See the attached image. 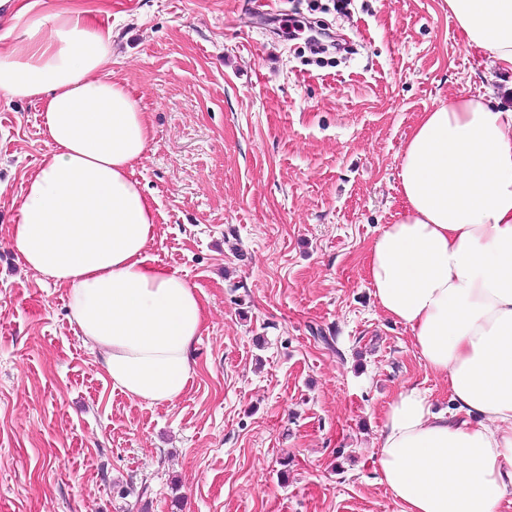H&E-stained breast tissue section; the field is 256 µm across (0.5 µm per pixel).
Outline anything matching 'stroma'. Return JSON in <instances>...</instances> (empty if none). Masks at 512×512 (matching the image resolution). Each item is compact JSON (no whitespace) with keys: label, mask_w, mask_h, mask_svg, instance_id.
<instances>
[{"label":"stroma","mask_w":512,"mask_h":512,"mask_svg":"<svg viewBox=\"0 0 512 512\" xmlns=\"http://www.w3.org/2000/svg\"><path fill=\"white\" fill-rule=\"evenodd\" d=\"M99 9L112 77L148 112L134 177L157 210L149 264L206 320L185 394L150 406L104 375L68 291L9 246L50 153L40 106L0 94V512H401L374 461L387 404L446 384L377 305L367 253L401 210L422 113L512 108V73L448 0H48ZM297 18L327 52L288 33Z\"/></svg>","instance_id":"35a3bbf8"}]
</instances>
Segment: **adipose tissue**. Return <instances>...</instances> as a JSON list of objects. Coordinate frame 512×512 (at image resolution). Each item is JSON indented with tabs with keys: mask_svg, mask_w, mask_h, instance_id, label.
Listing matches in <instances>:
<instances>
[{
	"mask_svg": "<svg viewBox=\"0 0 512 512\" xmlns=\"http://www.w3.org/2000/svg\"><path fill=\"white\" fill-rule=\"evenodd\" d=\"M0 0V93L40 105L52 151L29 177L10 243L67 286L71 317L102 351L114 389L149 405L180 398L204 326L195 288L148 264L155 207L134 177L151 125L113 80L112 28L92 10L41 13ZM467 41L512 70V0H448ZM402 211L367 258L382 311L410 328L450 412L402 390L378 438L379 481L402 512H499L512 494V111L459 96L423 113L398 174Z\"/></svg>",
	"mask_w": 512,
	"mask_h": 512,
	"instance_id": "adipose-tissue-1",
	"label": "adipose tissue"
}]
</instances>
